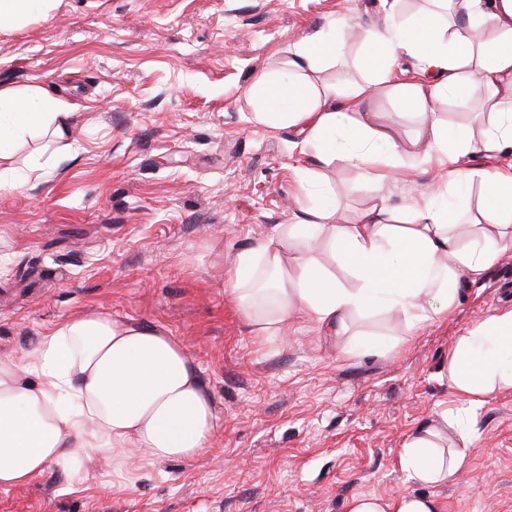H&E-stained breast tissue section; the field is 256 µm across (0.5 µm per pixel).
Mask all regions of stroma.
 <instances>
[{
    "mask_svg": "<svg viewBox=\"0 0 512 512\" xmlns=\"http://www.w3.org/2000/svg\"><path fill=\"white\" fill-rule=\"evenodd\" d=\"M378 0H59L0 20V87H36L74 113L72 146L36 137L0 173V353L26 358L79 312L169 329L210 390L222 434L192 461L119 474L93 453L0 489V512H346L356 495L420 491L398 463L405 440L455 407L448 354L481 319L512 308V251L447 317L407 328L397 311L355 313L343 335L294 317L265 336L224 292L238 252L295 221L299 138L253 122L245 91L301 36L369 30ZM406 173L389 204L436 174L396 116ZM39 157L43 174L26 179ZM340 224L376 195L354 169L319 175ZM384 341L353 356L356 339ZM448 512H512V389L479 411L466 471L438 489Z\"/></svg>",
    "mask_w": 512,
    "mask_h": 512,
    "instance_id": "1",
    "label": "stroma"
}]
</instances>
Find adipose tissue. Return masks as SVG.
Masks as SVG:
<instances>
[{"label":"adipose tissue","instance_id":"adipose-tissue-1","mask_svg":"<svg viewBox=\"0 0 512 512\" xmlns=\"http://www.w3.org/2000/svg\"><path fill=\"white\" fill-rule=\"evenodd\" d=\"M433 2L434 9L408 23L394 0H381L382 22L362 37L371 48L370 79L335 68L348 31L318 30L248 87L255 122L317 146L298 170L296 223L275 225L242 250L225 278L239 311L265 335H283L299 313L331 334L344 331L356 312L392 309L412 326L442 316L457 300L460 278L479 280L512 249V166L468 164L472 156L512 153V0ZM406 59L418 62L419 78L398 76ZM373 86L398 113L424 115L413 146L440 180L402 206L377 197L357 223L339 224L335 210L310 193L321 169L341 162L378 189L401 175L392 128L360 109ZM476 92L488 126L478 135L467 126L449 128L436 105ZM69 120L64 101L36 89L0 88V160L9 161L33 133L64 139ZM475 182L479 218L465 224L466 191ZM333 264L351 272L352 284L336 280ZM448 382L455 410L411 435L400 453L401 468L424 492L357 495L347 512H447L437 487L465 468L487 398L512 388V309L459 337ZM218 431L212 395L185 344L167 328L81 312L41 336L30 361L0 354V488L91 451L111 453L121 467L135 466L143 453L190 461L215 447Z\"/></svg>","mask_w":512,"mask_h":512}]
</instances>
